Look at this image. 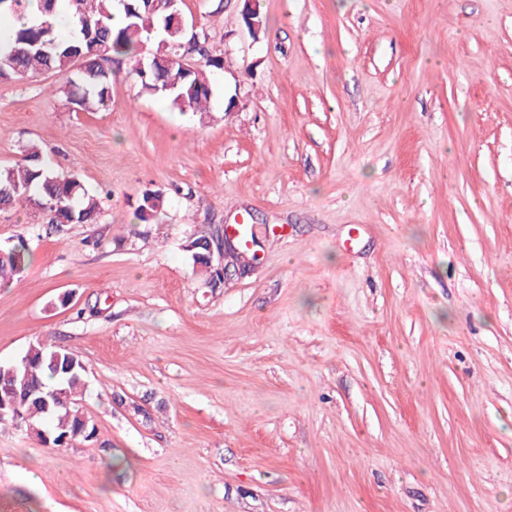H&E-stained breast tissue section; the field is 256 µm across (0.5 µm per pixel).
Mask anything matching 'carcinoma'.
<instances>
[{
  "label": "carcinoma",
  "mask_w": 512,
  "mask_h": 512,
  "mask_svg": "<svg viewBox=\"0 0 512 512\" xmlns=\"http://www.w3.org/2000/svg\"><path fill=\"white\" fill-rule=\"evenodd\" d=\"M6 1L10 11L34 14L37 20L16 30L8 45H0L1 79H20L39 70L67 76L76 70L78 80L70 78L65 86L67 99L83 109L105 111L111 100L112 82L118 76L105 63L126 60L132 63L128 75L136 78L145 92L155 95L156 87L177 77L179 84L173 91L172 103L180 101L194 114L209 111L212 76L224 72V57L207 47L206 31H199L203 47L197 52L203 64L185 79L181 77L180 66L170 72L157 63L156 55L147 57L140 53L150 29L162 28L163 17L169 15L161 0L153 11L147 10L144 0H125L123 4L118 0H67L72 31L66 36L56 34L51 22L58 0H0V4ZM117 14L124 19L120 26L112 23ZM165 40L163 55L178 58L184 54V34H167ZM21 201L41 202L51 212L69 211L76 224L94 222L101 206L99 195L77 179L54 175L35 145L24 151L16 165L0 168V206L7 210ZM164 203L165 195L161 192L143 195L136 211L138 219L148 220ZM27 260L28 250L22 241L5 252L0 258V286L11 283L23 272ZM51 354L52 350L37 344L16 361L0 365V388L12 386L20 391L28 385H40L47 390L64 391L68 405L54 411L46 412L36 404L25 405L24 426L39 438L48 435L53 444L66 435L74 441H87L94 435L95 426L77 408L78 397L84 390L82 360L72 355L79 377L69 379L57 372Z\"/></svg>",
  "instance_id": "cac0c4a2"
}]
</instances>
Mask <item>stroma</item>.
<instances>
[{"label":"stroma","mask_w":512,"mask_h":512,"mask_svg":"<svg viewBox=\"0 0 512 512\" xmlns=\"http://www.w3.org/2000/svg\"><path fill=\"white\" fill-rule=\"evenodd\" d=\"M260 5L256 40L182 0L224 56L204 117L0 79V167L34 143L102 198L0 211V364L72 351L96 427L0 423V512H512V0ZM228 224L254 261L214 286L186 246ZM4 254V257L0 258V286L11 283L17 275L24 271L29 256L23 241L14 245Z\"/></svg>","instance_id":"stroma-1"}]
</instances>
